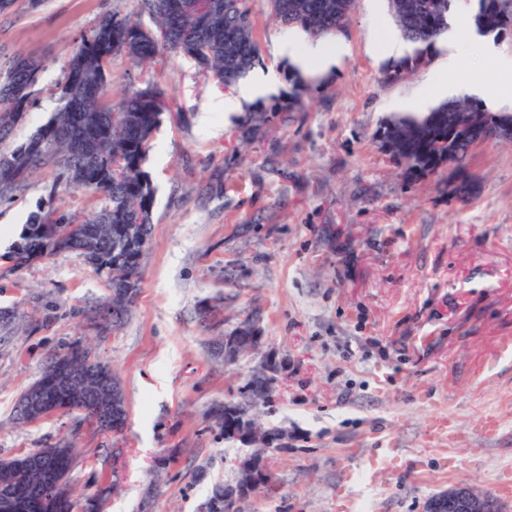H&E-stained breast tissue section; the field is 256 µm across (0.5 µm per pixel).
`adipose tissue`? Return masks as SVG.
<instances>
[{
  "mask_svg": "<svg viewBox=\"0 0 512 512\" xmlns=\"http://www.w3.org/2000/svg\"><path fill=\"white\" fill-rule=\"evenodd\" d=\"M445 39L449 53L443 62V68L448 74V79L434 86V94L448 95L453 92L456 86L454 75L458 63L456 49L461 45L467 46L479 58L490 63L499 74H512V55L500 52L493 42L478 35L474 27L467 25L461 17L451 18Z\"/></svg>",
  "mask_w": 512,
  "mask_h": 512,
  "instance_id": "adipose-tissue-1",
  "label": "adipose tissue"
}]
</instances>
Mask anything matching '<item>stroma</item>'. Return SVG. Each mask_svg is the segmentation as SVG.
<instances>
[{
  "instance_id": "obj_1",
  "label": "stroma",
  "mask_w": 512,
  "mask_h": 512,
  "mask_svg": "<svg viewBox=\"0 0 512 512\" xmlns=\"http://www.w3.org/2000/svg\"><path fill=\"white\" fill-rule=\"evenodd\" d=\"M261 68L275 93L252 103L267 120L244 126L225 89L183 55L151 68L119 56L112 94L153 82L172 101L144 169L155 189L154 232L128 320L96 309L106 277L71 255L14 269L0 259V459L63 438L78 453L71 485L100 512H209L243 447L228 443L214 407L239 400L264 356L282 365L258 421L284 435L269 481L238 512H423L458 483L512 512V142L479 145L475 194L456 197L447 171L410 180L376 131L421 111L447 53L385 83L371 44L395 32L388 0H356L331 71L288 100L293 32L252 0ZM153 27L141 0H47L0 14V60H41L40 92L17 132L55 112L81 33L108 12ZM54 178L45 171L0 204V255ZM257 321L259 353L225 363L216 344ZM91 344L119 379L127 421L104 433L72 414L15 427L13 407L47 360ZM387 459L379 472L371 460Z\"/></svg>"
}]
</instances>
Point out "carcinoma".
Instances as JSON below:
<instances>
[{
    "label": "carcinoma",
    "mask_w": 512,
    "mask_h": 512,
    "mask_svg": "<svg viewBox=\"0 0 512 512\" xmlns=\"http://www.w3.org/2000/svg\"><path fill=\"white\" fill-rule=\"evenodd\" d=\"M154 16L156 29L143 28L129 15H102L82 34L58 86L60 109L23 141L15 130L29 115L38 93L42 63L17 56L0 65V203L9 202L37 173L50 169L54 181L37 210L32 212L18 239L0 258L20 268L56 255H73L105 274L112 288L107 314L112 327L121 326L128 306L140 288V270L154 227L155 189L144 164L154 132L168 110L156 87L130 85L119 101L112 100V60L123 55L148 66L163 51L187 55L203 72L228 89L260 62L256 39L258 20L249 0H142ZM457 0H390L400 35L413 54L382 71V80L395 83L427 66L438 39L448 31V17ZM356 0H266L269 17L284 27L299 28L313 39L341 32ZM471 20L481 33H512V0H477ZM471 111L481 115L465 131L448 135L462 102L449 101L428 112L408 113L386 120L377 131L383 150L414 177L452 168L457 195L472 194L477 176L469 168L474 147L496 127V113L478 101ZM84 189L100 205L81 223L54 205L58 189ZM112 378V368L89 360L83 346L74 343L52 356L36 383L52 390L57 361ZM112 384L101 382L90 393L63 390L44 408L28 412L31 421L54 411L77 413L111 398ZM71 442L61 440L48 461L51 489L28 501L22 512H74L70 476L75 460ZM46 452L37 448L0 460V488L25 476L33 483L40 476L27 472V462Z\"/></svg>",
    "instance_id": "obj_1"
}]
</instances>
